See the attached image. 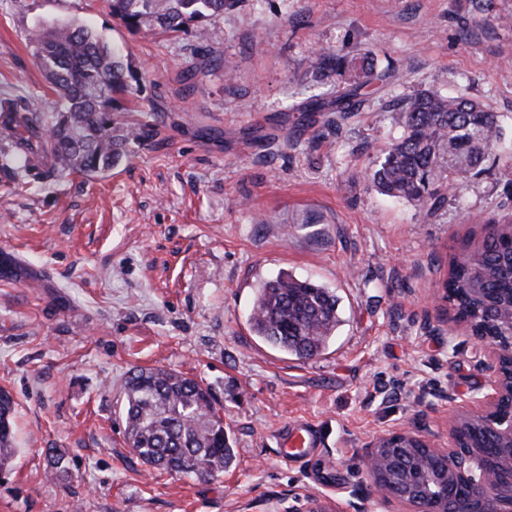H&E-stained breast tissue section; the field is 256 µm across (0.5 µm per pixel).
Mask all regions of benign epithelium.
<instances>
[{"instance_id":"benign-epithelium-1","label":"benign epithelium","mask_w":512,"mask_h":512,"mask_svg":"<svg viewBox=\"0 0 512 512\" xmlns=\"http://www.w3.org/2000/svg\"><path fill=\"white\" fill-rule=\"evenodd\" d=\"M484 346L488 358L481 370L490 377L489 392L479 405L449 420L448 445L412 429H397L370 441L363 448L368 478L364 498L395 501L406 512H512V417L507 429L495 431L491 443L478 450L461 427L468 418H496L501 400L512 399V369H505L499 347L487 342ZM389 440L418 449V460L391 459L382 464L379 449ZM288 512H346V508L308 495L302 506H288Z\"/></svg>"}]
</instances>
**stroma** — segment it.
Here are the masks:
<instances>
[{
    "label": "stroma",
    "mask_w": 512,
    "mask_h": 512,
    "mask_svg": "<svg viewBox=\"0 0 512 512\" xmlns=\"http://www.w3.org/2000/svg\"><path fill=\"white\" fill-rule=\"evenodd\" d=\"M77 22L127 56L119 122L140 140L112 170L53 173L39 147L26 184L0 173V387L17 403L19 450L0 512H284L291 497L359 502L364 445L400 428L448 441V420L489 390L487 352L440 308L448 260L512 217V173L482 174L422 213L368 173L399 136L396 102L420 90L487 104L512 152V0H237L207 41L130 33L105 0H0V99L59 104L29 30ZM366 50L401 83L341 128L301 114L344 91L329 62ZM288 272L336 291L341 323L304 360L248 326L260 282ZM207 386L234 458L205 479L148 470L128 447L123 385L137 368ZM323 443L285 461L284 427ZM70 459L45 478L49 449Z\"/></svg>",
    "instance_id": "1"
}]
</instances>
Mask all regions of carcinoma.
<instances>
[{
  "label": "carcinoma",
  "mask_w": 512,
  "mask_h": 512,
  "mask_svg": "<svg viewBox=\"0 0 512 512\" xmlns=\"http://www.w3.org/2000/svg\"><path fill=\"white\" fill-rule=\"evenodd\" d=\"M112 17L135 33H179L195 27L209 35V24L235 6L236 0H107ZM37 66L62 100L56 121L44 132L43 147L53 171L94 174L111 169L123 146L139 137L136 129L114 134V113L125 111L121 99L131 93L121 56L90 28L68 23L34 27L28 34ZM331 69L347 90L332 101L311 98L302 112H334L336 122L360 112L362 90L400 80L394 70L377 72L367 55L336 56ZM394 120L401 134L373 162L369 179L387 195L430 212L446 201L444 190L459 189L481 173L489 159L512 167V155L491 157L502 137L497 113L463 96L421 91L404 98ZM31 118H21L11 100L0 102V130L18 138ZM453 256L441 300L457 322L503 342L512 338V314L491 309L480 288L508 295L512 289V226L492 238L461 248ZM252 332L263 343L289 356L310 359L329 345L339 324L334 291L289 274L264 282L249 314ZM125 435L129 447L146 466L185 477L213 476L233 460L221 410L209 391L192 377L163 368L137 369L124 387ZM14 399L0 388V472L12 469L18 448L13 429ZM468 437L483 443L494 435L491 424L472 422ZM69 460L53 451L46 474L68 473Z\"/></svg>",
  "instance_id": "1"
}]
</instances>
